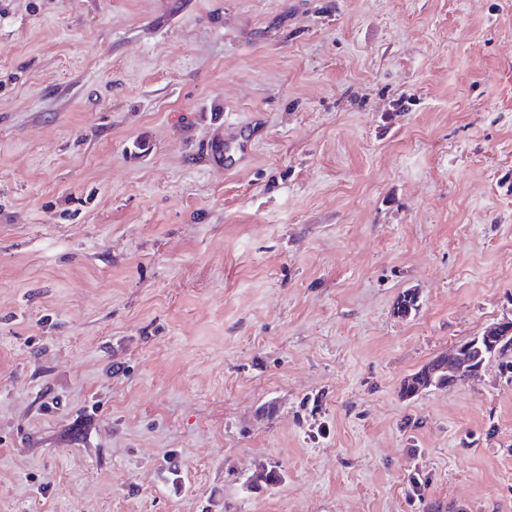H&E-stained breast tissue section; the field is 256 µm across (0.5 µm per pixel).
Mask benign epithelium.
Segmentation results:
<instances>
[{
	"label": "benign epithelium",
	"instance_id": "1",
	"mask_svg": "<svg viewBox=\"0 0 512 512\" xmlns=\"http://www.w3.org/2000/svg\"><path fill=\"white\" fill-rule=\"evenodd\" d=\"M512 341V318L505 317L500 321L490 325L484 330L483 334L474 337L471 341L459 346L448 364L443 365L433 371L428 369L416 374L413 377L410 387L406 389V397L411 398L422 391L429 389L436 384V374L442 373L448 376V382L455 383L461 376L479 372L483 367V362L479 357L473 354V350L481 342L488 345L489 349L494 351L498 344Z\"/></svg>",
	"mask_w": 512,
	"mask_h": 512
}]
</instances>
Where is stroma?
<instances>
[{
    "label": "stroma",
    "mask_w": 512,
    "mask_h": 512,
    "mask_svg": "<svg viewBox=\"0 0 512 512\" xmlns=\"http://www.w3.org/2000/svg\"><path fill=\"white\" fill-rule=\"evenodd\" d=\"M509 314L512 0H0V512H512ZM480 341L482 343L487 344L489 349L492 351L496 350V347L499 343H502L504 341L510 343L512 341V318L504 317L500 321L490 325L487 329L484 330L481 336H475L471 341L459 346L452 357V353H448L449 355L445 354L428 362V365L432 366L439 361H441V363L444 364L445 361H447L448 358L451 357V359L448 360L447 366L444 364L440 368L435 369L434 371L425 369L424 371L419 373L424 368L422 367L415 373L408 375L404 379V382L412 378L416 374L413 377L412 383H410V387H405L404 389V391H406V398H411L419 394L420 392L429 389L431 386H434L436 384L435 376H439V374L437 373H442L441 376L448 375V381H443L442 379L440 380L441 387H446L448 385L455 384L459 378H464L461 377L463 375L469 374L470 376L474 373L479 372L482 369L483 364L485 362L484 358H482V360L478 362L482 356L481 349L477 347ZM511 347L512 342L509 348H507L506 346H499L495 354L498 353L503 355L505 350L511 351ZM474 349H477L479 351V355H477L476 357H474V354L472 353ZM434 388L437 387L434 386Z\"/></svg>",
    "instance_id": "1"
}]
</instances>
